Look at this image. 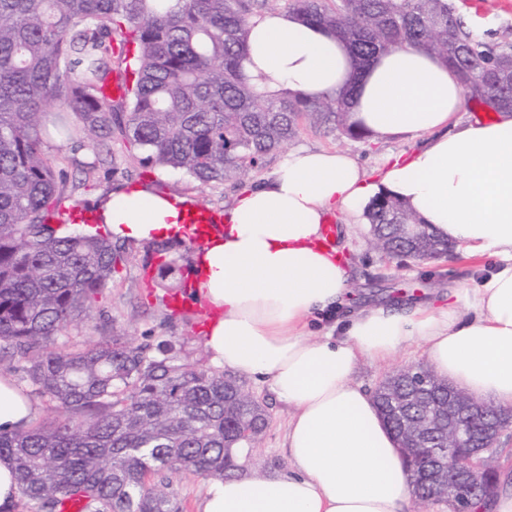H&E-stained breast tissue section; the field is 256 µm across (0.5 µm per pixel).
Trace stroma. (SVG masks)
I'll return each mask as SVG.
<instances>
[{"label": "stroma", "instance_id": "obj_1", "mask_svg": "<svg viewBox=\"0 0 512 512\" xmlns=\"http://www.w3.org/2000/svg\"><path fill=\"white\" fill-rule=\"evenodd\" d=\"M103 147L109 152L108 165L85 174L84 165L94 162ZM301 147L339 148L371 170L386 156L405 150L406 145L401 141L382 143L368 138L354 139L305 125L290 147L271 152L263 167L244 180L202 186L185 172L145 166L141 152L118 135L103 142L89 139L80 147L56 139L44 142L45 152L68 174L67 188L60 201V211L64 214L77 205L95 206L101 197L119 186L141 183L149 185L154 193L179 196L221 211L243 188L269 176L289 149ZM337 242L342 247L341 256L348 274V292L341 305L308 318L307 331L314 337L325 335L331 327L365 306L384 305L400 311L416 304L435 308L447 305L449 287L474 285L490 268L487 259L480 257L450 256L424 262L388 257L372 244L370 227L366 224H339ZM158 262L152 243L127 245L125 262L118 265L108 288L93 303L89 316L66 327L55 341L56 349L70 351L90 342L119 336L135 347L154 349L169 342L190 351L193 360L200 365L212 366L213 361L204 346L205 332L199 327L203 312L188 305L182 313H172L165 305L163 288L155 281L144 279V271L156 268ZM425 362L422 348L407 347L385 360L361 361L355 380L371 391L393 369ZM242 383L268 414L263 433L247 454L243 466L245 475H252L256 470L267 473L287 469L288 459L283 447L291 408L280 402L268 386L247 377Z\"/></svg>", "mask_w": 512, "mask_h": 512}]
</instances>
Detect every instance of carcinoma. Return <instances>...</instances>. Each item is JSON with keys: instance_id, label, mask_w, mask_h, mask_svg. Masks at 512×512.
Returning <instances> with one entry per match:
<instances>
[{"instance_id": "1", "label": "carcinoma", "mask_w": 512, "mask_h": 512, "mask_svg": "<svg viewBox=\"0 0 512 512\" xmlns=\"http://www.w3.org/2000/svg\"><path fill=\"white\" fill-rule=\"evenodd\" d=\"M271 0H0V342L34 392L57 402L61 421L0 433V457L13 460L30 512H61L80 495L83 512H179L173 493L153 478L188 471L224 478L239 469L236 449L267 424L262 406L217 368L150 355L119 337L78 351L51 349L60 331L88 316L124 261L125 247L98 233L62 234L51 220L67 173L43 150L58 137L81 143L118 130L145 165L184 171L206 186L241 179L298 135L300 123L352 138L350 91L324 100L284 99L251 86L243 73L244 31ZM288 12L336 32L358 66L393 49L423 47L448 62L465 97L512 108V26L473 29L453 0H288ZM126 30L127 97L102 92L116 55L112 32ZM59 103L53 120L51 104ZM374 244L416 261L448 254L397 201L367 213ZM155 279L183 288L171 246ZM414 394L403 370L391 387L410 398L416 419L429 401L448 397L435 378Z\"/></svg>"}]
</instances>
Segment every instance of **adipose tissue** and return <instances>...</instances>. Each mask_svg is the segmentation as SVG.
Instances as JSON below:
<instances>
[{"label":"adipose tissue","instance_id":"adipose-tissue-1","mask_svg":"<svg viewBox=\"0 0 512 512\" xmlns=\"http://www.w3.org/2000/svg\"><path fill=\"white\" fill-rule=\"evenodd\" d=\"M246 74L261 90L324 99L353 91L350 123L409 150L365 170L340 149H295L245 189L196 254L199 291L219 312L204 345L213 360L268 385L292 407L288 471L211 480L198 512H404L412 474L371 394L354 380L361 360L419 345L437 375L478 400L512 408V109L489 121L462 114L456 72L407 46L356 67L332 31L285 11L249 21ZM401 202L461 255L497 269L448 306L360 310L322 338L306 319L344 295L347 273L320 242L324 216L359 223L373 199ZM105 227L141 243L174 235L183 218L168 197L113 191ZM36 403L0 375V433L32 423Z\"/></svg>","mask_w":512,"mask_h":512}]
</instances>
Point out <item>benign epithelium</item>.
I'll return each mask as SVG.
<instances>
[{
	"instance_id": "benign-epithelium-1",
	"label": "benign epithelium",
	"mask_w": 512,
	"mask_h": 512,
	"mask_svg": "<svg viewBox=\"0 0 512 512\" xmlns=\"http://www.w3.org/2000/svg\"><path fill=\"white\" fill-rule=\"evenodd\" d=\"M433 416L421 429L401 398L392 400L398 433L407 438L404 453L424 448L428 466L414 479V487L430 484L435 498L451 505L453 512H466V502L485 493L477 474L492 469L501 432L512 425V411L504 412L485 401L448 389V399L432 403Z\"/></svg>"
}]
</instances>
